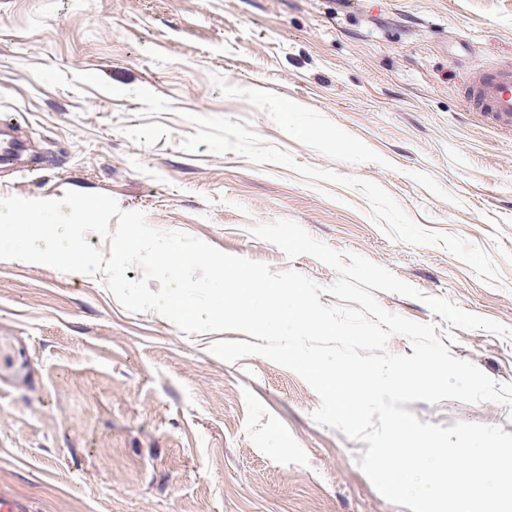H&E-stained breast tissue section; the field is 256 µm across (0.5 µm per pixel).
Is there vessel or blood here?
<instances>
[{
  "instance_id": "b4317fda",
  "label": "vessel or blood",
  "mask_w": 512,
  "mask_h": 512,
  "mask_svg": "<svg viewBox=\"0 0 512 512\" xmlns=\"http://www.w3.org/2000/svg\"><path fill=\"white\" fill-rule=\"evenodd\" d=\"M461 94L471 111L487 114L500 128L512 130V61L469 73Z\"/></svg>"
}]
</instances>
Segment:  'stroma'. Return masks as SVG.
<instances>
[{"label": "stroma", "instance_id": "obj_1", "mask_svg": "<svg viewBox=\"0 0 512 512\" xmlns=\"http://www.w3.org/2000/svg\"><path fill=\"white\" fill-rule=\"evenodd\" d=\"M509 57L512 0H0V114L24 143L0 198L106 193L327 288L332 267L251 232L291 219L512 326V133L459 93ZM375 297L512 383V339ZM245 338L0 260V490L32 512H410L359 467L367 443L314 420L296 372L210 351ZM408 409L512 433L505 405Z\"/></svg>", "mask_w": 512, "mask_h": 512}]
</instances>
